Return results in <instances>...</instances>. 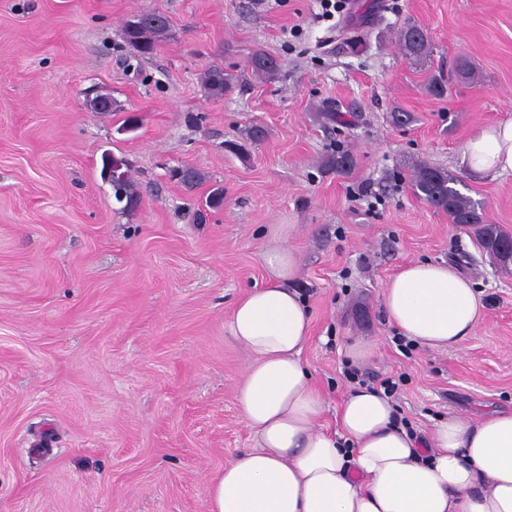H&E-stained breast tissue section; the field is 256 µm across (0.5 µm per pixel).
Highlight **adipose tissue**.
Listing matches in <instances>:
<instances>
[{
    "label": "adipose tissue",
    "mask_w": 512,
    "mask_h": 512,
    "mask_svg": "<svg viewBox=\"0 0 512 512\" xmlns=\"http://www.w3.org/2000/svg\"><path fill=\"white\" fill-rule=\"evenodd\" d=\"M462 162L476 178L512 173V120L479 129ZM262 260L266 280L228 324L251 357L238 404L258 445L210 482L209 512H512V410L474 426L451 417L419 438L363 387L343 400L339 431L319 427L323 401L301 359L312 317L290 286L297 257L275 244ZM383 307L402 336L433 349L460 346L486 314L454 265L419 260L385 284Z\"/></svg>",
    "instance_id": "obj_1"
}]
</instances>
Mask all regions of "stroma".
Here are the masks:
<instances>
[{
  "label": "stroma",
  "mask_w": 512,
  "mask_h": 512,
  "mask_svg": "<svg viewBox=\"0 0 512 512\" xmlns=\"http://www.w3.org/2000/svg\"><path fill=\"white\" fill-rule=\"evenodd\" d=\"M145 10L171 35L141 58ZM0 0V512H207L208 480L257 447L237 394L249 357L228 329L265 277L275 225L312 311L302 360L335 428L350 369L404 375L394 403L419 436L451 416L512 409V263L417 197L447 170L512 233V173L462 163L481 127L512 119V0ZM420 27L423 59L398 31ZM262 51L281 66L265 82ZM233 77L221 96L201 77ZM448 83L431 95V79ZM112 99L92 111L96 94ZM413 122L392 125L390 114ZM265 129L258 142L252 126ZM346 172L325 171L336 148ZM124 158L141 196L122 211L101 175ZM202 174L192 189L174 168ZM412 260L476 283L484 322L457 348L401 352L382 292ZM373 346L354 363L356 341ZM156 18L147 25L142 23V13L133 16L123 27L125 41L142 56L152 55L160 43L170 36V22L166 16L152 11ZM138 27V28H135ZM135 28L138 33L131 31ZM141 38V40H139ZM399 48L404 56L423 58L429 53L428 39L423 35L422 29L409 26L401 30L397 36Z\"/></svg>",
  "instance_id": "35a3bbf8"
}]
</instances>
